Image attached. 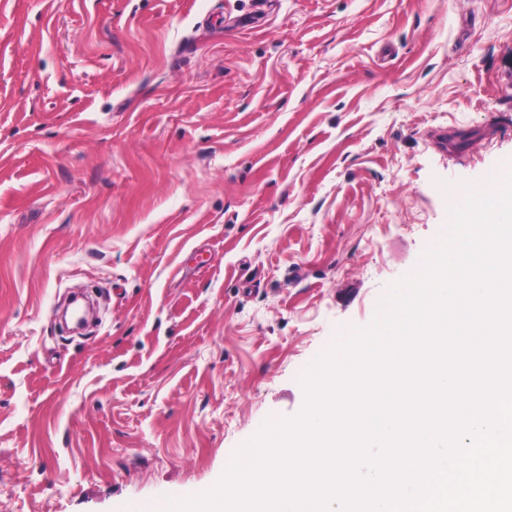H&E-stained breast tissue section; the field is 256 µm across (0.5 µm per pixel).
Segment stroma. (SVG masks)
Instances as JSON below:
<instances>
[{
	"mask_svg": "<svg viewBox=\"0 0 512 512\" xmlns=\"http://www.w3.org/2000/svg\"><path fill=\"white\" fill-rule=\"evenodd\" d=\"M509 162L512 0H0V512L215 486Z\"/></svg>",
	"mask_w": 512,
	"mask_h": 512,
	"instance_id": "35a3bbf8",
	"label": "stroma"
}]
</instances>
